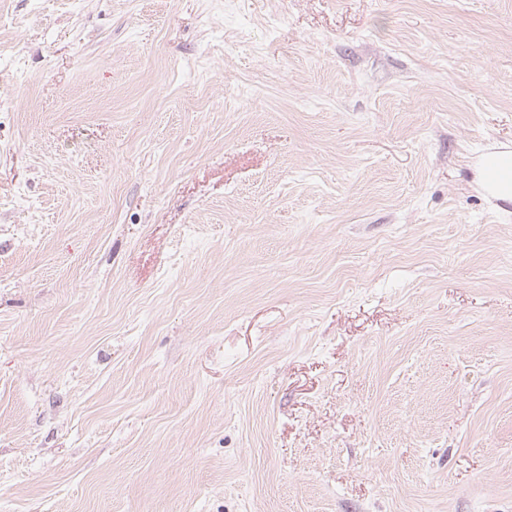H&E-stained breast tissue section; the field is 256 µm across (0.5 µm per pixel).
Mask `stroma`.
Wrapping results in <instances>:
<instances>
[{"label": "stroma", "mask_w": 512, "mask_h": 512, "mask_svg": "<svg viewBox=\"0 0 512 512\" xmlns=\"http://www.w3.org/2000/svg\"><path fill=\"white\" fill-rule=\"evenodd\" d=\"M512 0H0V512H512ZM505 154L509 155L508 161L503 159ZM483 167V190L488 196H497L504 187L512 189V151L510 154L496 148L489 149L485 152Z\"/></svg>", "instance_id": "35a3bbf8"}]
</instances>
